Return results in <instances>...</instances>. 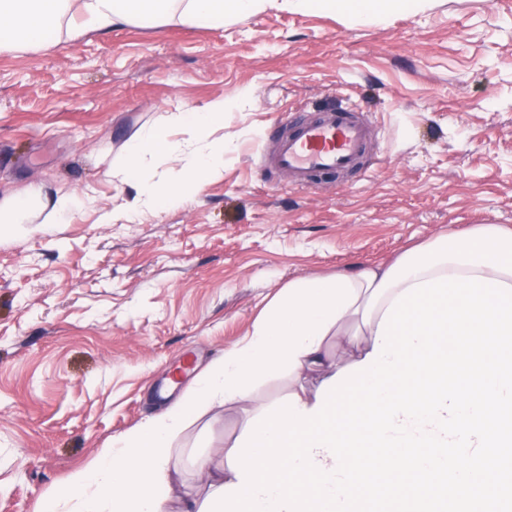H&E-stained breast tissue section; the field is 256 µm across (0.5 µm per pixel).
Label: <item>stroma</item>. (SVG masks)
I'll return each instance as SVG.
<instances>
[{
  "instance_id": "stroma-1",
  "label": "stroma",
  "mask_w": 512,
  "mask_h": 512,
  "mask_svg": "<svg viewBox=\"0 0 512 512\" xmlns=\"http://www.w3.org/2000/svg\"><path fill=\"white\" fill-rule=\"evenodd\" d=\"M233 105L224 173L182 206L101 223L139 129ZM353 97L375 125L366 180L297 189L263 166L289 110ZM41 186L88 203L0 238V512H35L71 472L175 404L297 278L387 263L481 224L512 229V0H420L363 22L270 8L219 29L125 25L0 53V202ZM248 410L172 442L168 512L205 498Z\"/></svg>"
}]
</instances>
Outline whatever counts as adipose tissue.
Instances as JSON below:
<instances>
[{
  "label": "adipose tissue",
  "mask_w": 512,
  "mask_h": 512,
  "mask_svg": "<svg viewBox=\"0 0 512 512\" xmlns=\"http://www.w3.org/2000/svg\"><path fill=\"white\" fill-rule=\"evenodd\" d=\"M415 5L416 0H0V52L50 48L66 27L77 35L174 21L213 28L274 6L338 10L348 19L365 20ZM162 155L181 163L177 180L146 176L147 162ZM223 167V141L201 140L180 148L173 146L167 129L136 132L116 169L134 191L126 218L182 205ZM82 203L81 197L64 193L47 205L40 188L31 187L0 203V235H27L33 210L47 208L46 223L58 224ZM453 274L512 286V230L481 224L466 234H441L387 265L290 281L245 342L212 362L180 401L72 472L62 490L43 499L40 512H167L158 487L169 469L171 441L188 422L216 404L261 412L265 403L256 398L255 384L283 374L297 379L324 367L331 339L356 346V360H364L373 350L382 315L401 291Z\"/></svg>",
  "instance_id": "obj_1"
}]
</instances>
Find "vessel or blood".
Masks as SVG:
<instances>
[{"label":"vessel or blood","mask_w":512,"mask_h":512,"mask_svg":"<svg viewBox=\"0 0 512 512\" xmlns=\"http://www.w3.org/2000/svg\"><path fill=\"white\" fill-rule=\"evenodd\" d=\"M285 122L287 130L274 138L264 164L290 186L309 188L324 175L343 181L368 177L366 154L375 131L357 102L318 112L299 108L289 111Z\"/></svg>","instance_id":"1"}]
</instances>
